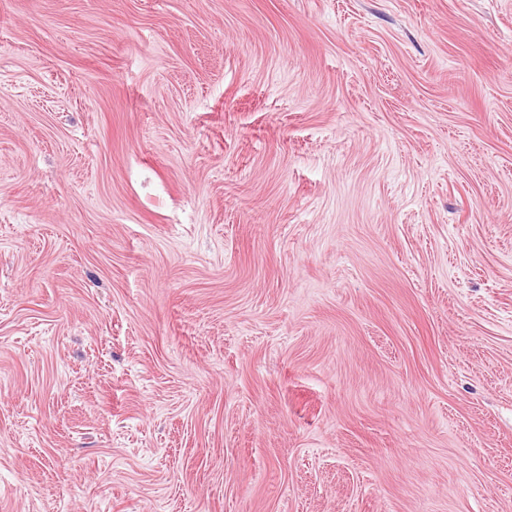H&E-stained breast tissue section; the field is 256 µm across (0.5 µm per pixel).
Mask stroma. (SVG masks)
<instances>
[{
    "mask_svg": "<svg viewBox=\"0 0 512 512\" xmlns=\"http://www.w3.org/2000/svg\"><path fill=\"white\" fill-rule=\"evenodd\" d=\"M0 512H512V0H0Z\"/></svg>",
    "mask_w": 512,
    "mask_h": 512,
    "instance_id": "35a3bbf8",
    "label": "stroma"
}]
</instances>
